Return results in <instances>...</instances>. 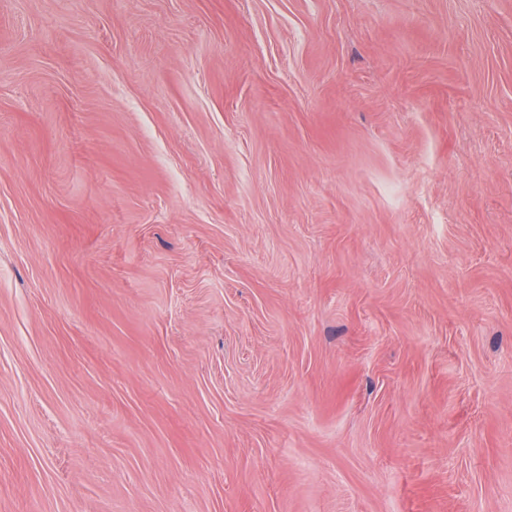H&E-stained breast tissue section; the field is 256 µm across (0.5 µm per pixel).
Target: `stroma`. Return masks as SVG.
I'll return each instance as SVG.
<instances>
[{
  "mask_svg": "<svg viewBox=\"0 0 512 512\" xmlns=\"http://www.w3.org/2000/svg\"><path fill=\"white\" fill-rule=\"evenodd\" d=\"M0 512H512V0H0Z\"/></svg>",
  "mask_w": 512,
  "mask_h": 512,
  "instance_id": "obj_1",
  "label": "stroma"
}]
</instances>
